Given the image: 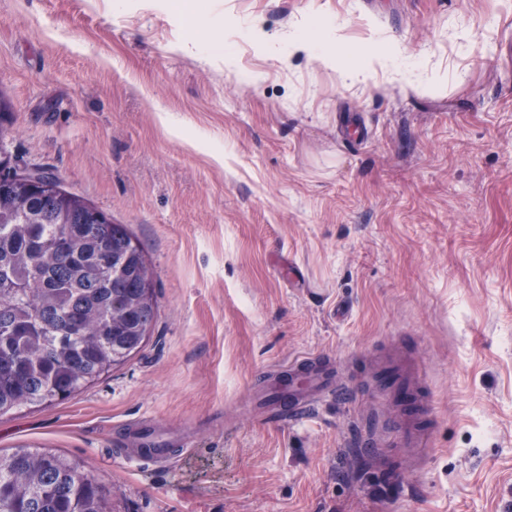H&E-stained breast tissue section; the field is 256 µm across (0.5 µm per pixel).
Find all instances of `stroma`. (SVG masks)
Listing matches in <instances>:
<instances>
[{"mask_svg":"<svg viewBox=\"0 0 512 512\" xmlns=\"http://www.w3.org/2000/svg\"><path fill=\"white\" fill-rule=\"evenodd\" d=\"M220 18L224 55L189 46ZM348 19L425 91L345 85L297 36ZM4 145L127 225L157 319L90 388L0 418L80 460L109 512H512V0H0ZM324 357L356 389L304 427L253 406L266 371ZM419 365L427 449L355 444ZM189 430L162 467L117 427Z\"/></svg>","mask_w":512,"mask_h":512,"instance_id":"stroma-1","label":"stroma"}]
</instances>
